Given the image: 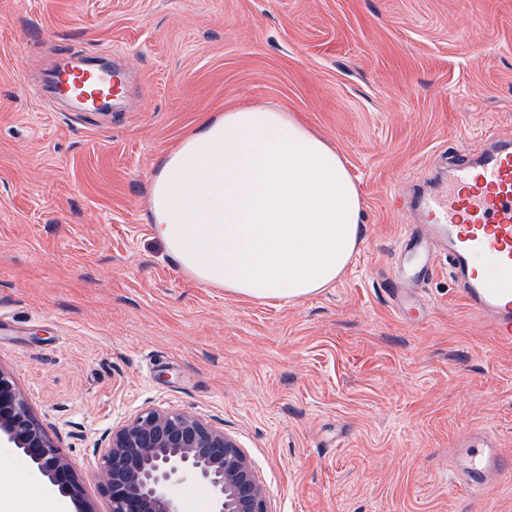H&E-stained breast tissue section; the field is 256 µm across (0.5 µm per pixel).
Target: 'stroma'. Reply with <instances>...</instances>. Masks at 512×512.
<instances>
[{"label": "stroma", "mask_w": 512, "mask_h": 512, "mask_svg": "<svg viewBox=\"0 0 512 512\" xmlns=\"http://www.w3.org/2000/svg\"><path fill=\"white\" fill-rule=\"evenodd\" d=\"M137 74L123 108L27 93L60 53ZM293 113L345 159L364 238L334 285L258 302L203 285L153 237L160 158L200 113ZM512 136V0H0V367L110 512L99 450L147 408L224 429L272 512H512V479L457 484L455 451L512 468V345L440 261L425 316L383 291L392 207L439 154ZM74 512L28 458L0 512Z\"/></svg>", "instance_id": "obj_1"}]
</instances>
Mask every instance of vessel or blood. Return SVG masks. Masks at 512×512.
<instances>
[{
  "mask_svg": "<svg viewBox=\"0 0 512 512\" xmlns=\"http://www.w3.org/2000/svg\"><path fill=\"white\" fill-rule=\"evenodd\" d=\"M127 75L91 60L59 56L34 93L52 96L74 109L92 112L104 99H122ZM400 208L414 222L401 238L397 269L386 283L396 309H404L408 288L422 289L434 274L436 251L448 259L459 296L494 336L512 344V137L488 135L477 153L445 152L432 177L406 194ZM489 270H480L481 261ZM458 480L481 488L501 471L492 448H469L456 460Z\"/></svg>",
  "mask_w": 512,
  "mask_h": 512,
  "instance_id": "obj_1",
  "label": "vessel or blood"
}]
</instances>
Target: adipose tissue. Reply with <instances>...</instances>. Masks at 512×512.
Wrapping results in <instances>:
<instances>
[{
	"label": "adipose tissue",
	"instance_id": "adipose-tissue-1",
	"mask_svg": "<svg viewBox=\"0 0 512 512\" xmlns=\"http://www.w3.org/2000/svg\"><path fill=\"white\" fill-rule=\"evenodd\" d=\"M344 159L296 116L260 105L203 116L161 158L151 230L198 282L254 300L331 286L363 238Z\"/></svg>",
	"mask_w": 512,
	"mask_h": 512
}]
</instances>
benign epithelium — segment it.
<instances>
[{
  "mask_svg": "<svg viewBox=\"0 0 512 512\" xmlns=\"http://www.w3.org/2000/svg\"><path fill=\"white\" fill-rule=\"evenodd\" d=\"M0 447L16 448L36 464L75 512H91L70 465L32 415L13 375L0 367ZM111 512H182L177 485H205L211 512H271L251 462L223 429L187 412L148 409L112 431L100 455Z\"/></svg>",
  "mask_w": 512,
  "mask_h": 512,
  "instance_id": "benign-epithelium-1",
  "label": "benign epithelium"
}]
</instances>
